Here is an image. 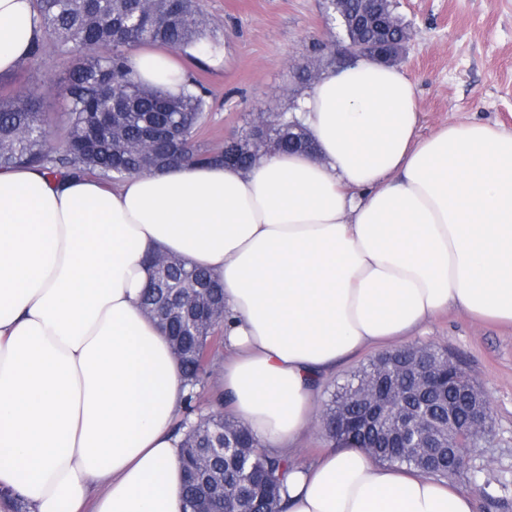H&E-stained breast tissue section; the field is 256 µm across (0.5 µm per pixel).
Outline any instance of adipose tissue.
<instances>
[{"mask_svg":"<svg viewBox=\"0 0 512 512\" xmlns=\"http://www.w3.org/2000/svg\"><path fill=\"white\" fill-rule=\"evenodd\" d=\"M41 37L31 0H0V73ZM129 63L143 83L187 85L166 52ZM298 117L316 155L246 173L189 163L111 184L0 168V493L29 512H182L187 390L141 309L150 254L218 277L224 403L288 456L338 363L451 309L512 324V133L420 137L411 81L373 61L324 74ZM287 485V512H475L448 482L354 447Z\"/></svg>","mask_w":512,"mask_h":512,"instance_id":"1","label":"adipose tissue"}]
</instances>
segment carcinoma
Here are the masks:
<instances>
[{
	"label": "carcinoma",
	"instance_id": "cac0c4a2",
	"mask_svg": "<svg viewBox=\"0 0 512 512\" xmlns=\"http://www.w3.org/2000/svg\"><path fill=\"white\" fill-rule=\"evenodd\" d=\"M35 20L42 31V40L31 52L36 60L44 42L62 46L72 54L75 64L67 80L57 85L56 94L67 103V134L62 145L51 144L50 117L43 111V97L37 93H19L5 97L0 94V168L39 166L51 173L94 175L120 179L144 172L143 145L156 150L141 115L150 114L156 124L176 126L182 145L183 161L213 163L221 151L203 150L194 140L205 106V89L189 83L182 95L174 97L160 87L138 81L129 64L126 50L140 43H155L182 50L197 47L206 35L207 21L192 6L191 0H154L151 7L141 0H32ZM402 32L387 28L384 32L366 30L364 41H376L385 49ZM294 115L279 112L267 126L264 141L256 139L254 128L235 138V156L239 167L250 168L268 148L290 152L307 140L303 132L288 137V119ZM167 284L180 288L185 297L199 293L194 283L204 280L208 298L216 301L219 310L214 327L196 331L201 347H209L214 357L224 343V289L211 274L189 267L176 256L168 257L164 268ZM422 355L436 366L449 365V373L468 384L474 380L448 353L430 345L409 346L379 354L358 370L349 380L330 394L321 413L325 436L334 446L336 416L358 415L364 405L366 384L381 371L406 367L416 355ZM180 369L191 391L185 397L186 414L176 431L184 432L180 460L203 453L211 434L224 426V434L240 446L241 454L224 461L215 460L212 467L223 473V485L212 495L224 497V512H284L281 491L288 474L298 467L296 460L260 449L259 439L249 426L224 413L223 397L205 415H195L192 388L208 375V365L199 359L179 361ZM402 396L391 395L375 434L365 437L363 446H374L373 458L397 467H414L422 472L460 481L485 499L504 501L512 494V477L492 476L479 449L478 440L466 438L464 455L452 465L447 449L432 448L427 412H436L430 393L417 389V377L404 374L399 379ZM405 403L416 411L415 436L396 442L391 437L394 411ZM205 490L194 482L183 483V512H196Z\"/></svg>",
	"mask_w": 512,
	"mask_h": 512
}]
</instances>
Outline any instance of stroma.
Masks as SVG:
<instances>
[{"mask_svg":"<svg viewBox=\"0 0 512 512\" xmlns=\"http://www.w3.org/2000/svg\"><path fill=\"white\" fill-rule=\"evenodd\" d=\"M208 22L201 47L173 58L207 91L201 148L244 133L257 113L295 108L311 88L300 68L315 43L340 29L326 0H197ZM413 36L397 67L413 83L427 136L454 122H484L512 132V0H396ZM70 59L45 45L38 65L16 71V89L39 90L46 112L62 103ZM398 346L430 344L458 360L486 394L494 436L483 449L493 472L512 475V325L484 323L451 309Z\"/></svg>","mask_w":512,"mask_h":512,"instance_id":"stroma-1","label":"stroma"}]
</instances>
